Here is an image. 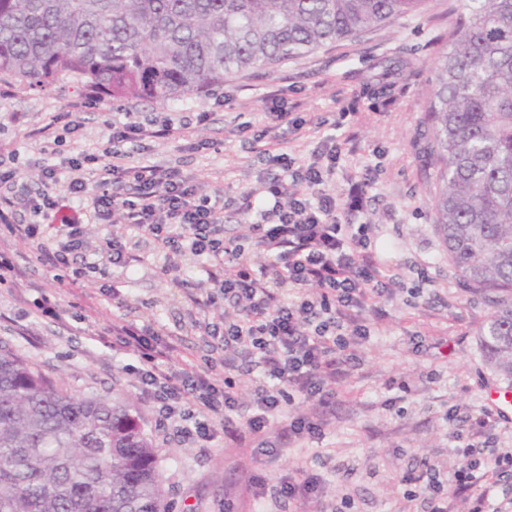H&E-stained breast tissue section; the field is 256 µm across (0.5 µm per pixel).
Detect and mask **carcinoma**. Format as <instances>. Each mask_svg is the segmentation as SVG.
Returning a JSON list of instances; mask_svg holds the SVG:
<instances>
[{"instance_id": "cac0c4a2", "label": "carcinoma", "mask_w": 512, "mask_h": 512, "mask_svg": "<svg viewBox=\"0 0 512 512\" xmlns=\"http://www.w3.org/2000/svg\"><path fill=\"white\" fill-rule=\"evenodd\" d=\"M428 112L448 260L492 309L479 336L512 387V0H461ZM424 0H0V86L95 100L208 94ZM0 512H165L131 406L74 394L0 350Z\"/></svg>"}]
</instances>
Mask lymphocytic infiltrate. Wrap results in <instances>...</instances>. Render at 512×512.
Returning a JSON list of instances; mask_svg holds the SVG:
<instances>
[{"label":"lymphocytic infiltrate","instance_id":"obj_1","mask_svg":"<svg viewBox=\"0 0 512 512\" xmlns=\"http://www.w3.org/2000/svg\"><path fill=\"white\" fill-rule=\"evenodd\" d=\"M108 129V163L82 152L68 158L66 168L44 165L36 190L21 183L16 159L0 157V235L28 243L59 271L60 281L73 286L91 282L104 264L134 270L143 260L142 241L152 246L166 275L178 271V258L192 256L199 277L188 283V299L205 314L195 327L220 341L223 358L175 372L173 343L134 321L112 325L113 351L143 364L142 383L162 420L179 417V436L201 443L215 441L227 426L255 440L275 426L288 445L321 434L320 419L297 414L295 403L323 400L328 385L344 375L347 351L371 334L364 312L385 292L371 225L343 222L326 187L335 161L297 167L287 154L268 155L282 175L267 187V200L246 202L253 218L229 237L222 208L198 184L176 168L130 160L143 140L181 138L182 125L115 120ZM67 198L87 200L84 220L54 223ZM117 222L130 236L111 234ZM93 227L100 243L91 251L86 236ZM248 250L265 254L267 264L244 260ZM241 352L261 373L248 414L230 375ZM452 453L453 468L428 460L423 469L402 475L407 490L397 512L418 498L428 512H451L459 499L468 512H512V496L495 494L512 475V450L470 443Z\"/></svg>","mask_w":512,"mask_h":512}]
</instances>
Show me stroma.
Here are the masks:
<instances>
[{"instance_id": "stroma-1", "label": "stroma", "mask_w": 512, "mask_h": 512, "mask_svg": "<svg viewBox=\"0 0 512 512\" xmlns=\"http://www.w3.org/2000/svg\"><path fill=\"white\" fill-rule=\"evenodd\" d=\"M456 4L425 0L416 13L390 25L274 68L225 78L219 103L206 95L95 104L71 88L35 94L20 86L0 87V153L19 152L21 177L34 189L45 158L38 131L50 113L76 112L82 118V128L62 147L67 155L102 153L105 123L118 112L134 121L209 113L206 124L189 128L203 149L157 139L135 158L178 168L204 193L221 197L230 236L246 219L245 197L264 196L281 174L267 164L265 151L309 163L333 123L341 125L343 155L327 187L342 199L353 186L364 189L361 210L344 211L343 218L372 225V247L393 281L380 303L383 318L368 341L355 347L328 404L303 406L323 420V436L291 444L275 457L259 455L251 442L227 435L208 448L164 435L140 391L134 358L112 352V322L124 317L177 343L172 369L199 362L207 346L191 324L195 314L184 286L196 276L191 257L180 259L179 272L164 275L159 259L146 255L126 276L116 301L95 284L66 288L54 270L30 257L23 242L10 244L23 262L17 278L0 282V347L71 392L130 400L158 451L169 512H334L345 497L357 512H395L404 492L403 473L419 468L426 457L452 462L449 446L471 442L466 415L487 406L489 390L503 382L487 367L478 336L490 309L482 293L462 285L437 232L426 141L435 66L448 49ZM271 101L304 125L286 130L279 142L254 141L253 131L266 124L263 107ZM245 122L252 125L246 132ZM422 274L429 285L417 304L410 290ZM43 293L74 304L73 318L59 325L38 316L34 300ZM304 463L322 480L320 506L255 496L258 483L276 484Z\"/></svg>"}]
</instances>
